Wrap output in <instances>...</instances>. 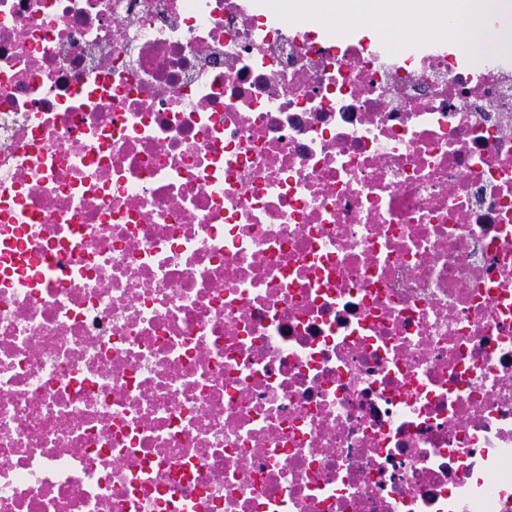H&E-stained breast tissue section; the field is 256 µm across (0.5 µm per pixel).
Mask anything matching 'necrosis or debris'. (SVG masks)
<instances>
[{
  "label": "necrosis or debris",
  "mask_w": 512,
  "mask_h": 512,
  "mask_svg": "<svg viewBox=\"0 0 512 512\" xmlns=\"http://www.w3.org/2000/svg\"><path fill=\"white\" fill-rule=\"evenodd\" d=\"M274 0H0V512H512V68Z\"/></svg>",
  "instance_id": "1"
}]
</instances>
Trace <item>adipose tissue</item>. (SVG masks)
Segmentation results:
<instances>
[{
  "instance_id": "obj_1",
  "label": "adipose tissue",
  "mask_w": 512,
  "mask_h": 512,
  "mask_svg": "<svg viewBox=\"0 0 512 512\" xmlns=\"http://www.w3.org/2000/svg\"><path fill=\"white\" fill-rule=\"evenodd\" d=\"M510 8L512 0H437L433 5L422 0L416 7L415 19L397 23L387 17H370L366 25L396 37L408 34L448 35L460 29L469 43L488 49L504 40L503 31L491 26V15Z\"/></svg>"
}]
</instances>
